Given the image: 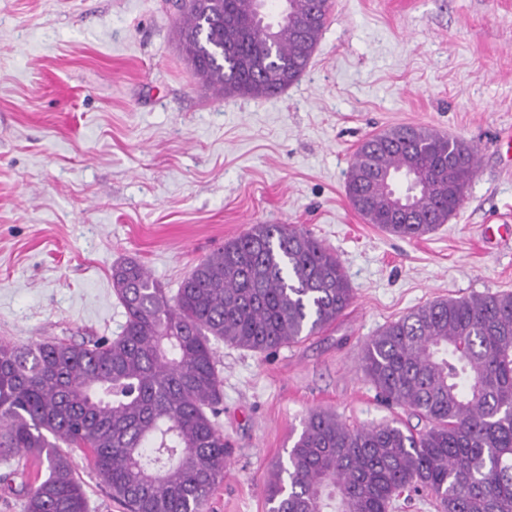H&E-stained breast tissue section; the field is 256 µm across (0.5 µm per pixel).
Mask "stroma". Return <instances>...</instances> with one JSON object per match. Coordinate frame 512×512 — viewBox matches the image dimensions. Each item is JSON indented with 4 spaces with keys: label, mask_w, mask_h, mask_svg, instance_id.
Segmentation results:
<instances>
[{
    "label": "stroma",
    "mask_w": 512,
    "mask_h": 512,
    "mask_svg": "<svg viewBox=\"0 0 512 512\" xmlns=\"http://www.w3.org/2000/svg\"><path fill=\"white\" fill-rule=\"evenodd\" d=\"M179 22L171 0H0V342L118 335L124 259L173 293L251 225L308 231L350 305L269 356L213 344L231 448L209 509L269 512L264 479L311 411L417 425L365 377L370 337L436 299L512 293V0H331L305 73L269 98L203 85ZM402 125L479 149L455 216L413 240L344 190L358 144ZM70 456L88 512H125Z\"/></svg>",
    "instance_id": "1"
}]
</instances>
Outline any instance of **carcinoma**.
<instances>
[{"label":"carcinoma","mask_w":512,"mask_h":512,"mask_svg":"<svg viewBox=\"0 0 512 512\" xmlns=\"http://www.w3.org/2000/svg\"><path fill=\"white\" fill-rule=\"evenodd\" d=\"M261 0H176L195 74L222 95L270 97L299 79L329 0H287L271 24ZM245 25L229 37L224 16ZM477 150L433 129L398 126L363 141L345 184L369 224L418 239L448 222L476 174ZM126 322L82 343L0 344V457L36 466L25 512H87L69 450L90 451L128 512H205L229 445L211 340L273 353L330 325L351 288L336 257L294 224H253L198 263L176 293L137 261L112 268ZM362 368L402 421L351 428L310 413L271 469V512H389L405 490L438 512H512V294L438 299L369 338Z\"/></svg>","instance_id":"carcinoma-1"}]
</instances>
